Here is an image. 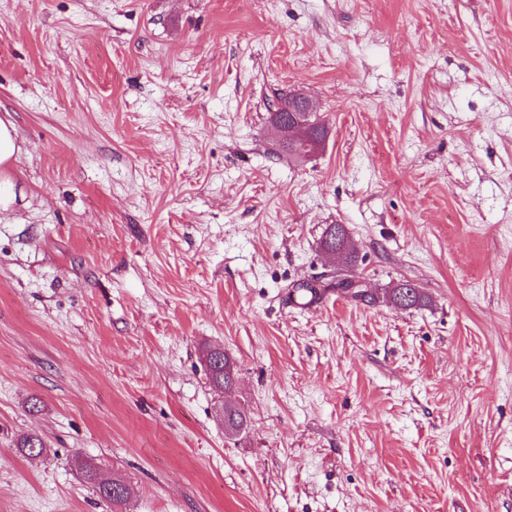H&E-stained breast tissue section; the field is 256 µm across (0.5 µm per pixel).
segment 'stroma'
Here are the masks:
<instances>
[{"instance_id":"1","label":"stroma","mask_w":512,"mask_h":512,"mask_svg":"<svg viewBox=\"0 0 512 512\" xmlns=\"http://www.w3.org/2000/svg\"><path fill=\"white\" fill-rule=\"evenodd\" d=\"M4 114L0 512H512V0H0ZM271 111L272 112H268V121L274 129H277L281 126L285 112H306L307 115H310L308 118L309 127L306 129V135L310 141H297L295 142L294 146L290 148V150L289 146H284L282 150L287 152L289 155H292L291 153L295 155H308L309 153L313 152L317 148L319 149L323 145L326 138V127L318 119L316 114L312 115L311 112H314L312 104L310 103L309 99L303 96L302 94L291 91L288 92L287 99H276L275 108H272ZM284 121L286 126L292 127V129L288 131L289 135H293L295 133V130H304V127L302 125L294 122L291 118H288V115L285 116ZM307 143L312 145V147L308 151L306 150L308 147L306 146ZM20 147L17 144L15 124L0 118V210L6 211L15 199V185L10 169L17 159ZM3 187V194L1 188ZM207 373L216 392H224L233 384V364L224 351L217 348L207 351ZM247 426L246 411L241 406L224 405V431L229 436H237ZM79 466L84 478L94 484L96 493L100 498L112 503V507H120L125 504L128 499L129 488L123 480L112 478L98 481L93 465L81 462Z\"/></svg>"}]
</instances>
